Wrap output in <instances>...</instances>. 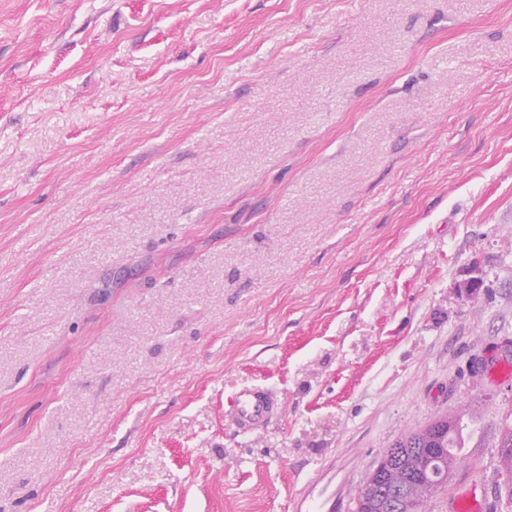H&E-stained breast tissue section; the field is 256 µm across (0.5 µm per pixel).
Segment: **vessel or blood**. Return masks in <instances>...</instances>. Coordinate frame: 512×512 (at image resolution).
<instances>
[{
  "label": "vessel or blood",
  "instance_id": "vessel-or-blood-1",
  "mask_svg": "<svg viewBox=\"0 0 512 512\" xmlns=\"http://www.w3.org/2000/svg\"><path fill=\"white\" fill-rule=\"evenodd\" d=\"M281 402L273 392L244 387L231 400V424L237 433L247 435L265 427L278 415ZM352 473L343 464L320 466L291 498L290 512H352L350 493ZM449 512H490L486 499L458 493L448 501Z\"/></svg>",
  "mask_w": 512,
  "mask_h": 512
}]
</instances>
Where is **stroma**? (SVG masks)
Returning a JSON list of instances; mask_svg holds the SVG:
<instances>
[{
    "instance_id": "35a3bbf8",
    "label": "stroma",
    "mask_w": 512,
    "mask_h": 512,
    "mask_svg": "<svg viewBox=\"0 0 512 512\" xmlns=\"http://www.w3.org/2000/svg\"><path fill=\"white\" fill-rule=\"evenodd\" d=\"M508 338L512 0H0V512H289L448 410L495 499ZM280 409L281 402L273 392L243 387L231 400V424L237 433L252 434L265 427Z\"/></svg>"
}]
</instances>
